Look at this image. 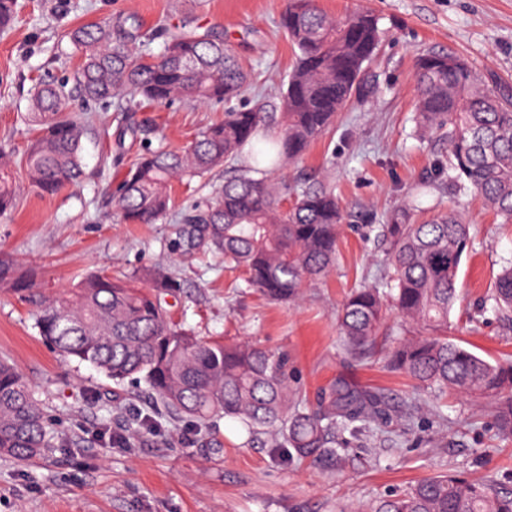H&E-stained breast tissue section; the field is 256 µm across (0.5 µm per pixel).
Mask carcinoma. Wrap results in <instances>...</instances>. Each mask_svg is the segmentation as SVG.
Returning <instances> with one entry per match:
<instances>
[{
	"instance_id": "obj_1",
	"label": "carcinoma",
	"mask_w": 512,
	"mask_h": 512,
	"mask_svg": "<svg viewBox=\"0 0 512 512\" xmlns=\"http://www.w3.org/2000/svg\"><path fill=\"white\" fill-rule=\"evenodd\" d=\"M17 0H0V30L17 13ZM279 26L295 63L278 106L232 107L250 75L233 49L210 30L182 27L156 32L133 16L70 30L81 55L76 74L81 95L125 112L140 103L178 98L224 102V120L203 128L183 152L147 149L117 188L115 210L126 224H156L171 209L170 184L191 180L236 161L251 148L249 163L210 199L185 210L175 248L193 258L212 254L241 272L268 299L288 302L336 264L345 213L321 188L277 186L263 162L300 160L338 112L363 96L362 74L382 39L369 11L330 16L317 0H289ZM160 39L156 53L145 47ZM63 87L42 84L30 99L36 131L19 160L0 147V217L17 206L15 166L29 187L51 197L83 174L86 126L68 113ZM277 136L254 148L264 127ZM448 128V157L439 166L448 190L470 193L512 223V95L485 81L462 58L427 52L417 59L415 133ZM380 236L389 243V271L373 285L351 289L338 313L344 347L364 355L376 347L387 308L402 319L388 362L419 387L442 396L454 392L496 408L498 435L512 438V361L492 363L448 339L457 301V276L470 244L469 225L453 210L422 223L410 206L386 217ZM27 292L30 280L13 277L0 262V282ZM146 286L133 277L92 274L70 297L34 301L41 336L66 360L87 363L120 386L144 382L173 418L202 424L222 415L248 431H263L299 458L333 452L336 435L356 436L390 420L388 398L377 390L334 386L315 408L294 401L288 356L250 342L204 339L176 324L167 297L180 287L161 267ZM492 311L512 322V264L498 273L488 296ZM34 391L0 360V456L27 460L59 447ZM351 512H512V491L493 481L456 474L424 478Z\"/></svg>"
}]
</instances>
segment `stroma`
I'll use <instances>...</instances> for the list:
<instances>
[{
  "mask_svg": "<svg viewBox=\"0 0 512 512\" xmlns=\"http://www.w3.org/2000/svg\"><path fill=\"white\" fill-rule=\"evenodd\" d=\"M19 3L12 26L0 32V144L24 153L33 136L29 99L43 81L63 83L71 113L88 126L80 184L41 197L23 169H14L19 205L0 217V262L12 275L34 278L43 296L58 299L91 272L142 277L164 266L182 285L169 300L174 321L202 336L286 353L290 383L307 404L341 382L385 390L397 413L410 409L414 416L407 427L392 421L376 434L343 435L336 455L314 462L277 453L269 435L249 436L229 419L174 421L141 390L116 388L89 365L63 361L40 336L29 305L3 286L0 358L23 374L65 444L26 461L0 457V512H348L354 503L448 472L512 489V441L495 438L491 407L454 394L435 399L380 355H349L336 320L350 288L386 273L379 226L409 199L416 218L452 209L470 226L449 337L489 360L512 357V329L484 309L496 275L512 261V224L473 197L420 192L421 179L446 161L448 143L436 134L416 139L412 122L421 53L457 54L486 81L512 87V0H318L335 16L372 11L383 41L365 71L367 96L340 112L301 162L271 174L277 182L333 191L346 214L335 268L288 303L268 300L218 258L187 261L166 246L181 212L222 185L223 171L175 183L162 223L114 221L112 191L143 151L132 135L116 147L117 132L148 124L153 146L182 150L200 128L223 118L224 106L178 99L119 112L84 102L74 82L79 58L66 38L81 24L118 15H137L148 29L187 20L222 35L250 71L244 102L273 104L294 63L277 25L287 0ZM145 417L150 425L129 439V427Z\"/></svg>",
  "mask_w": 512,
  "mask_h": 512,
  "instance_id": "stroma-1",
  "label": "stroma"
}]
</instances>
